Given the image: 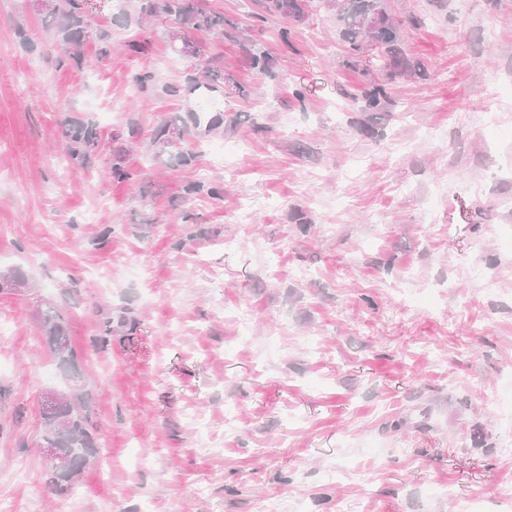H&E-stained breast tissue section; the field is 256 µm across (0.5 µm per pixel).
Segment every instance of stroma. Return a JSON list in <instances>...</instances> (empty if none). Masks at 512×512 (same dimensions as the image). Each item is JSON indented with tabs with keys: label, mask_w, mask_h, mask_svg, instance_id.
Returning <instances> with one entry per match:
<instances>
[{
	"label": "stroma",
	"mask_w": 512,
	"mask_h": 512,
	"mask_svg": "<svg viewBox=\"0 0 512 512\" xmlns=\"http://www.w3.org/2000/svg\"><path fill=\"white\" fill-rule=\"evenodd\" d=\"M192 2L244 30L270 75L208 32L176 54L174 17L139 0H85L75 64L35 0H0V271L28 283L0 295V499L68 505L41 450L42 395L65 385L39 324L51 305L103 457L74 479L78 512H259L270 497L285 512H512V138L471 120L512 127V0H386L421 77L351 50L327 0L299 21L266 0ZM206 60L224 73L220 114L196 125ZM69 118L100 132L91 174L67 162ZM170 121L186 135L156 156ZM225 145L232 173L213 163ZM333 465L349 475L324 483Z\"/></svg>",
	"instance_id": "35a3bbf8"
}]
</instances>
